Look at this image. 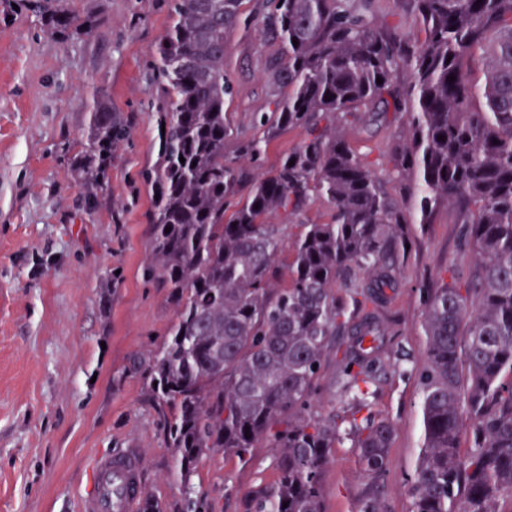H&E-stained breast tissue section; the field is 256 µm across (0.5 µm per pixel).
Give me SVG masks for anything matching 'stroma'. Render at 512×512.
Wrapping results in <instances>:
<instances>
[{"label":"stroma","instance_id":"1","mask_svg":"<svg viewBox=\"0 0 512 512\" xmlns=\"http://www.w3.org/2000/svg\"><path fill=\"white\" fill-rule=\"evenodd\" d=\"M16 2L0 0V512H80L95 458L121 448L138 451L144 489L164 512H185L190 497L206 512H251L252 497L276 479L274 449L259 444L243 461L207 453L182 482L147 383L129 370L132 357L158 347L177 320L167 289L144 277L154 192L142 173L156 160L159 95L147 65L169 26V0H63L90 23L68 38L44 31ZM268 12L267 0H242L226 39L228 160L273 110L266 77L279 45L263 31ZM100 94L122 112L130 135L113 150L110 188L91 210L58 149L81 146L89 103ZM403 131L392 114L358 124L348 139L407 211L411 200L391 161ZM413 232L412 279L389 311L394 335L383 344L382 383L371 399L394 426L385 512H410L424 436L416 369L426 337L417 283L452 262L469 270L448 209ZM366 484L350 441H342L322 478L325 512H357Z\"/></svg>","mask_w":512,"mask_h":512}]
</instances>
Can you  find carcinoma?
Instances as JSON below:
<instances>
[{
    "label": "carcinoma",
    "mask_w": 512,
    "mask_h": 512,
    "mask_svg": "<svg viewBox=\"0 0 512 512\" xmlns=\"http://www.w3.org/2000/svg\"><path fill=\"white\" fill-rule=\"evenodd\" d=\"M400 2L409 32L380 22L375 0H268L276 112L261 116L262 138L243 142L240 156L256 160L283 128L300 135L270 172L224 161V47L240 0H170L150 63L165 132L158 165L143 174L159 194L145 276L170 289L178 320L131 371L149 385L184 483L209 451L243 460L263 441L276 450L277 479L253 512H324L323 473L345 438L369 479L360 512H380L393 424L368 409L389 333L376 311L406 281L411 225L432 223L444 205L457 212L473 264L420 288L424 447L411 512H512V0ZM22 6L64 38L87 27L49 0ZM476 60L481 84L468 77ZM391 110L407 118L392 161L417 218L394 204L345 133ZM127 135L98 96L81 150L60 148L87 204L108 187L112 150ZM314 201L330 207V221L300 220ZM354 320L344 347L338 337ZM335 350L341 391L367 410L345 430L313 404Z\"/></svg>",
    "instance_id": "carcinoma-1"
}]
</instances>
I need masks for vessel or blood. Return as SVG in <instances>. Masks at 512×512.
Returning <instances> with one entry per match:
<instances>
[{
    "label": "vessel or blood",
    "instance_id": "1",
    "mask_svg": "<svg viewBox=\"0 0 512 512\" xmlns=\"http://www.w3.org/2000/svg\"><path fill=\"white\" fill-rule=\"evenodd\" d=\"M140 472L141 460L133 449L98 457L94 489L83 500V512H138L144 497Z\"/></svg>",
    "mask_w": 512,
    "mask_h": 512
}]
</instances>
